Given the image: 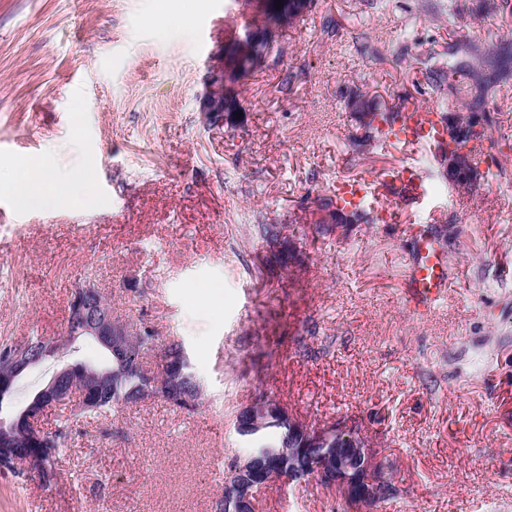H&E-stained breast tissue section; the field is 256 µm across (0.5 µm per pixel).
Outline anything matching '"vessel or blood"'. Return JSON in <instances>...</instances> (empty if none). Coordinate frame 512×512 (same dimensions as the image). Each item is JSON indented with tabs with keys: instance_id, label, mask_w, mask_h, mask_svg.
<instances>
[{
	"instance_id": "b4317fda",
	"label": "vessel or blood",
	"mask_w": 512,
	"mask_h": 512,
	"mask_svg": "<svg viewBox=\"0 0 512 512\" xmlns=\"http://www.w3.org/2000/svg\"><path fill=\"white\" fill-rule=\"evenodd\" d=\"M399 139L408 144L430 142L444 144L448 129L439 121L433 109L416 106L404 109L395 127ZM343 202L355 207L370 199L393 194L420 200L427 194L424 172L414 165H405L377 178L360 177L338 186ZM449 281V266L445 254L439 250L429 232L414 231L413 253L406 279L407 293L413 307L423 308L434 301Z\"/></svg>"
}]
</instances>
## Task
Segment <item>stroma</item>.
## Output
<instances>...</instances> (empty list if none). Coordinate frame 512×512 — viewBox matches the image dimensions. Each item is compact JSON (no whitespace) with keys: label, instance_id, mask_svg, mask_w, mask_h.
<instances>
[{"label":"stroma","instance_id":"stroma-1","mask_svg":"<svg viewBox=\"0 0 512 512\" xmlns=\"http://www.w3.org/2000/svg\"><path fill=\"white\" fill-rule=\"evenodd\" d=\"M493 3L312 0L213 126L209 79L257 0H171L181 30L151 22L153 0H0V179L26 157L95 186L53 207L0 191V337L61 336L89 274L113 319L181 342L203 385L194 413L149 398L84 425L52 486L0 473V512H211L261 394L368 436L399 489L374 512H512V84L482 105L492 144L464 148L472 186L426 144L351 147L359 99L465 113L414 60L512 40ZM405 163L428 195L388 200L394 221L320 223L339 182ZM415 225L447 233L455 271L427 314L402 288ZM256 512L350 510L310 480L261 490Z\"/></svg>","mask_w":512,"mask_h":512}]
</instances>
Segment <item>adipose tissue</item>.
<instances>
[{"mask_svg": "<svg viewBox=\"0 0 512 512\" xmlns=\"http://www.w3.org/2000/svg\"><path fill=\"white\" fill-rule=\"evenodd\" d=\"M12 167L19 176L6 182L5 187L20 203L48 207L59 202L61 173L43 162L24 157L13 160Z\"/></svg>", "mask_w": 512, "mask_h": 512, "instance_id": "ef3b65f1", "label": "adipose tissue"}]
</instances>
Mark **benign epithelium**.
I'll list each match as a JSON object with an SVG mask.
<instances>
[{"mask_svg": "<svg viewBox=\"0 0 512 512\" xmlns=\"http://www.w3.org/2000/svg\"><path fill=\"white\" fill-rule=\"evenodd\" d=\"M291 7L277 10L282 25L288 26L305 10L306 0H290ZM239 64L231 63L216 73L210 83L201 105L206 121L222 118L224 113L235 111L237 104L224 100V87L229 78L238 71ZM127 326L112 321V307L104 301L100 288L89 287L82 280L75 284V299L68 312L64 328V340L68 345L80 338L94 339L104 350L110 352L119 346V340L126 335ZM62 353L61 343L54 339L42 340L34 350L23 348L13 354L8 372L0 376V391L11 392L30 372L39 368L47 359ZM172 357L166 353L159 356L160 373L144 372L145 383L157 395L167 396L178 391L176 381H164L162 373L172 369ZM76 365L67 364L56 370L38 389L30 403L14 417L7 429L0 431V459H6L19 470L42 473L44 459L53 454L50 443L42 428V413L53 405L82 404V397L68 388V379ZM86 376L94 384H107L112 380V364L100 368L87 367ZM24 430L29 439V448L15 447L13 433ZM350 430L347 425L333 429L304 426V447L288 449V470L276 476L290 483L306 481L310 478L319 484L336 491L351 505L354 512H371L375 503L390 492L387 479L388 463L379 456L366 436L353 441L351 448H330L333 435H341ZM306 451L316 452L313 471L300 464V456ZM265 470L257 466L254 459L240 462L235 471L224 479V485L235 493L237 512H254V486Z\"/></svg>", "mask_w": 512, "mask_h": 512, "instance_id": "benign-epithelium-1", "label": "benign epithelium"}]
</instances>
